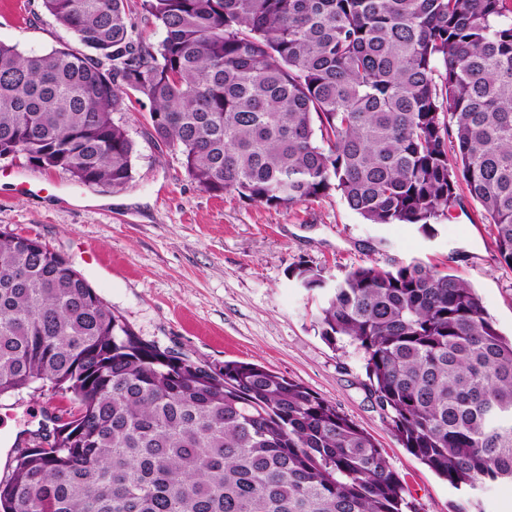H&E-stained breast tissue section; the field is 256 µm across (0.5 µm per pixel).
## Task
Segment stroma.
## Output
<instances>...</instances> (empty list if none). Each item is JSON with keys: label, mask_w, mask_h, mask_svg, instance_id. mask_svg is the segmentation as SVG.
Listing matches in <instances>:
<instances>
[{"label": "stroma", "mask_w": 512, "mask_h": 512, "mask_svg": "<svg viewBox=\"0 0 512 512\" xmlns=\"http://www.w3.org/2000/svg\"><path fill=\"white\" fill-rule=\"evenodd\" d=\"M0 42L31 54L78 39L41 0H0ZM114 118L135 144L129 185L87 186L61 169L0 159V230L63 255L139 336L216 371L252 362L301 382L374 437L416 512H450L456 491L402 446L368 392L362 352L322 339L320 298L289 270L303 260L330 279L360 265L447 272L476 290L511 338L512 268L499 262L481 208L466 203L428 236L411 224L366 223L333 193L289 210L249 203L199 187L181 155L155 139L147 108ZM65 405L29 390L0 398V468L9 442Z\"/></svg>", "instance_id": "stroma-1"}]
</instances>
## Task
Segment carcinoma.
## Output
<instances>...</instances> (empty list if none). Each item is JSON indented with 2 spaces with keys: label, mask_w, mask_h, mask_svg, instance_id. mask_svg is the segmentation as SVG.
I'll list each match as a JSON object with an SVG mask.
<instances>
[{
  "label": "carcinoma",
  "mask_w": 512,
  "mask_h": 512,
  "mask_svg": "<svg viewBox=\"0 0 512 512\" xmlns=\"http://www.w3.org/2000/svg\"><path fill=\"white\" fill-rule=\"evenodd\" d=\"M42 0L80 47L0 43V156L123 188L135 145L113 113L149 103L156 138L213 193L291 208L337 192L371 224L422 232L465 202L512 267V0ZM466 185L467 194L460 193ZM320 292L322 338L364 354L411 454L461 492L512 480V340L463 280L359 266ZM48 391L66 424L12 459L0 512H403L373 437L301 382L216 372L138 336L40 240L0 231V395Z\"/></svg>",
  "instance_id": "obj_1"
}]
</instances>
